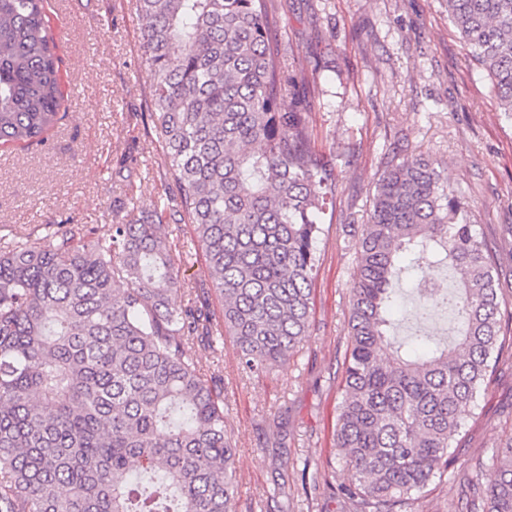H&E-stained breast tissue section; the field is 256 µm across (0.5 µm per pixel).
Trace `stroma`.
Segmentation results:
<instances>
[{
  "label": "stroma",
  "instance_id": "35a3bbf8",
  "mask_svg": "<svg viewBox=\"0 0 512 512\" xmlns=\"http://www.w3.org/2000/svg\"><path fill=\"white\" fill-rule=\"evenodd\" d=\"M287 62L303 61L323 90L310 104L312 144L336 159V204L323 226L312 290L311 334L288 365L243 370L232 341L200 351L203 375L224 381L227 434L237 448L238 512H345L322 488L346 482L333 428L342 400L349 295L358 266L349 225L366 223L388 163L441 159L450 186L499 258L498 371L466 419V446L494 477L512 437V118L486 71L448 20L444 0H274ZM63 118L41 143L0 144V232L44 235L49 224L108 233L116 215L152 212L170 181L149 117L147 65L136 0H49ZM174 270L204 284L188 224H170ZM465 488L449 469L408 512H463Z\"/></svg>",
  "mask_w": 512,
  "mask_h": 512
}]
</instances>
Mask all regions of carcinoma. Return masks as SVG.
<instances>
[{"mask_svg": "<svg viewBox=\"0 0 512 512\" xmlns=\"http://www.w3.org/2000/svg\"><path fill=\"white\" fill-rule=\"evenodd\" d=\"M447 7L512 116V0ZM138 12L172 193L106 236L86 224L0 236V512H237L224 381L200 373L196 349L227 337L259 374L310 335L335 168L309 143L318 86L301 63L284 74L271 0H138ZM61 100L45 0H0V141H43ZM169 214L194 226L219 310L202 292L175 304ZM351 231L340 492L353 512H404L460 461L463 417L496 373L497 267L429 156L387 165ZM403 254L452 270L456 287L424 284L412 311L448 315L451 343L392 336ZM494 468L467 512H512V438Z\"/></svg>", "mask_w": 512, "mask_h": 512, "instance_id": "cac0c4a2", "label": "carcinoma"}]
</instances>
